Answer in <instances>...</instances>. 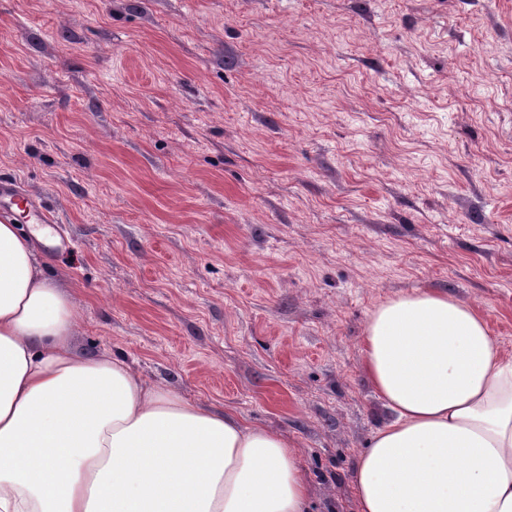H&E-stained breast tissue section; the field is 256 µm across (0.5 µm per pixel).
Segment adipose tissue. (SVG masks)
Masks as SVG:
<instances>
[{
  "instance_id": "ef3b65f1",
  "label": "adipose tissue",
  "mask_w": 512,
  "mask_h": 512,
  "mask_svg": "<svg viewBox=\"0 0 512 512\" xmlns=\"http://www.w3.org/2000/svg\"><path fill=\"white\" fill-rule=\"evenodd\" d=\"M77 321L0 221V512H305L284 437L79 354ZM364 349L392 418L355 462L360 512H512V360L484 319L419 290L372 313Z\"/></svg>"
}]
</instances>
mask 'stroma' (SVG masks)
I'll return each instance as SVG.
<instances>
[{
    "instance_id": "obj_1",
    "label": "stroma",
    "mask_w": 512,
    "mask_h": 512,
    "mask_svg": "<svg viewBox=\"0 0 512 512\" xmlns=\"http://www.w3.org/2000/svg\"><path fill=\"white\" fill-rule=\"evenodd\" d=\"M80 352L280 433L359 512L380 305L469 303L512 359V0H0V181Z\"/></svg>"
}]
</instances>
